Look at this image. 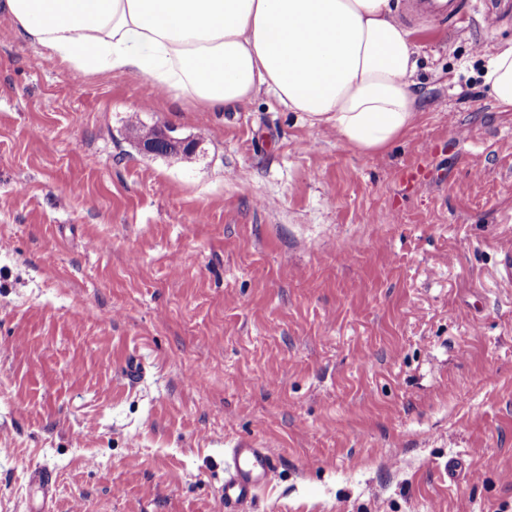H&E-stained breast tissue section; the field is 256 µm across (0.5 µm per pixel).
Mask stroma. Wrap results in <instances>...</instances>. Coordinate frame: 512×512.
Returning a JSON list of instances; mask_svg holds the SVG:
<instances>
[{"label":"stroma","mask_w":512,"mask_h":512,"mask_svg":"<svg viewBox=\"0 0 512 512\" xmlns=\"http://www.w3.org/2000/svg\"><path fill=\"white\" fill-rule=\"evenodd\" d=\"M397 19L422 112L373 154L270 95L38 67L0 21V512H224L241 439L277 462L251 512H512V109L476 50L512 14ZM140 137L142 141H148L153 140L159 133L158 129L155 127H148V126H142L141 128ZM169 132H173L170 130ZM169 132L161 131L158 135V137L150 142L142 143L141 148L147 153L153 154V155H161L163 151H165L167 148H169L172 145H177L182 148L184 147H193L192 142H186L184 140H181L179 138L173 137L169 134ZM180 153V150L177 149L175 146H172L169 148L167 153L165 155L169 154H178Z\"/></svg>","instance_id":"obj_1"}]
</instances>
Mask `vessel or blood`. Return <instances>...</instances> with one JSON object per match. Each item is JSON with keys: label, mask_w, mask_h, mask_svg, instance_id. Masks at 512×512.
Listing matches in <instances>:
<instances>
[{"label": "vessel or blood", "mask_w": 512, "mask_h": 512, "mask_svg": "<svg viewBox=\"0 0 512 512\" xmlns=\"http://www.w3.org/2000/svg\"><path fill=\"white\" fill-rule=\"evenodd\" d=\"M416 7L452 25L466 4L464 0H417ZM275 471L276 461L267 448L251 440L236 442L226 463L224 512H248L257 491L272 480Z\"/></svg>", "instance_id": "vessel-or-blood-1"}]
</instances>
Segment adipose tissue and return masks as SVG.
<instances>
[{"label":"adipose tissue","instance_id":"1","mask_svg":"<svg viewBox=\"0 0 512 512\" xmlns=\"http://www.w3.org/2000/svg\"><path fill=\"white\" fill-rule=\"evenodd\" d=\"M393 0H0V17L52 65L150 78L164 101L232 110L267 92L343 145L385 150L421 113L412 30ZM490 95L512 108V43Z\"/></svg>","mask_w":512,"mask_h":512}]
</instances>
